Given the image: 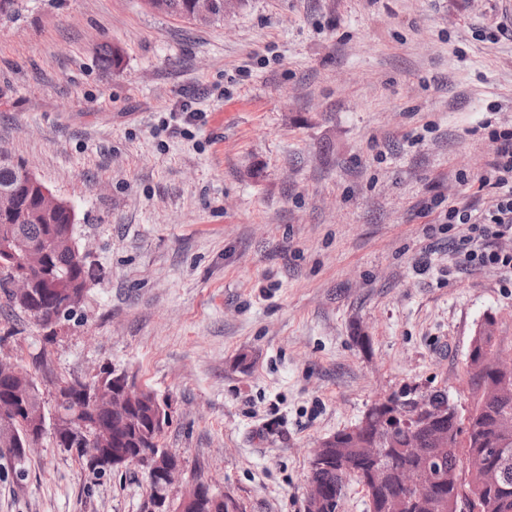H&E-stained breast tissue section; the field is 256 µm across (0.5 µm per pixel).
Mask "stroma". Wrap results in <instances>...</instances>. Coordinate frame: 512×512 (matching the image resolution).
<instances>
[{"label": "stroma", "mask_w": 512, "mask_h": 512, "mask_svg": "<svg viewBox=\"0 0 512 512\" xmlns=\"http://www.w3.org/2000/svg\"><path fill=\"white\" fill-rule=\"evenodd\" d=\"M507 128L512 0H246L207 25L19 0L0 151L70 203L100 279L51 341L0 296V360L129 371L184 480L305 512L321 439L404 388L470 405L485 316L512 355V274L463 266L469 227L445 221L493 207L480 178ZM146 489L48 437L22 478L0 448V512H142Z\"/></svg>", "instance_id": "35a3bbf8"}]
</instances>
